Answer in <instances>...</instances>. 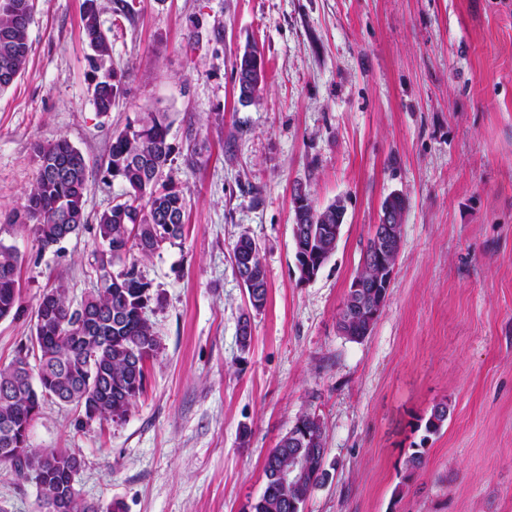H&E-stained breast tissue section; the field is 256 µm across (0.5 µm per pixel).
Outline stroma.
Returning <instances> with one entry per match:
<instances>
[{
  "label": "stroma",
  "mask_w": 512,
  "mask_h": 512,
  "mask_svg": "<svg viewBox=\"0 0 512 512\" xmlns=\"http://www.w3.org/2000/svg\"><path fill=\"white\" fill-rule=\"evenodd\" d=\"M83 0H35L25 72L0 92V213L38 175L36 143L66 138L90 161L88 216L126 186L103 167L113 134L166 113L185 238L139 258L160 348L127 414L47 403L38 449L83 459L76 487L122 512H248L269 452L304 411L324 425L329 482L303 512H512V0H99L107 67L126 92L107 115L90 92ZM131 12H123V4ZM266 80L241 105L246 44ZM200 162H185L187 132ZM343 199L334 255L300 277L292 190ZM405 200L387 301L363 340L337 314L384 199ZM253 237L268 284L250 308L231 247ZM23 256L18 316L0 319V364L31 333L43 292L96 288L92 228ZM251 341L237 336L242 314ZM448 420L407 476L417 418ZM34 482L0 469V507L38 512Z\"/></svg>",
  "instance_id": "stroma-1"
}]
</instances>
